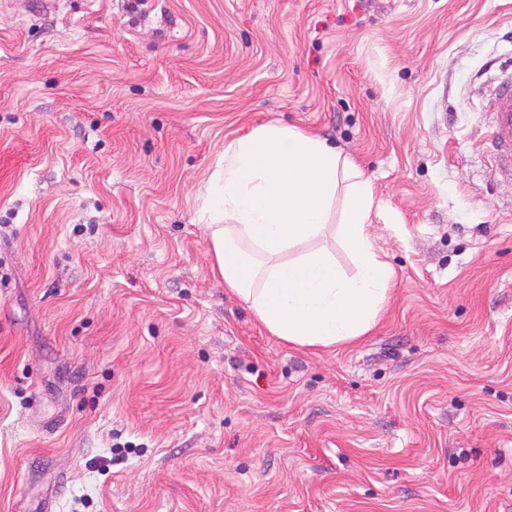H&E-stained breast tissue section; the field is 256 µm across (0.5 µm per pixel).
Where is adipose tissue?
Returning a JSON list of instances; mask_svg holds the SVG:
<instances>
[{"instance_id": "1", "label": "adipose tissue", "mask_w": 512, "mask_h": 512, "mask_svg": "<svg viewBox=\"0 0 512 512\" xmlns=\"http://www.w3.org/2000/svg\"><path fill=\"white\" fill-rule=\"evenodd\" d=\"M342 185L339 235L355 261L351 275L317 246ZM201 199L214 268L270 334L329 348L371 330L393 270L368 232L371 186L336 148L286 126H259L225 147Z\"/></svg>"}]
</instances>
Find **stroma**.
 <instances>
[{"instance_id": "stroma-1", "label": "stroma", "mask_w": 512, "mask_h": 512, "mask_svg": "<svg viewBox=\"0 0 512 512\" xmlns=\"http://www.w3.org/2000/svg\"><path fill=\"white\" fill-rule=\"evenodd\" d=\"M0 9V512H512V0ZM318 134L393 269L354 343L211 268L231 140ZM494 174L512 183V77H502L491 101Z\"/></svg>"}]
</instances>
